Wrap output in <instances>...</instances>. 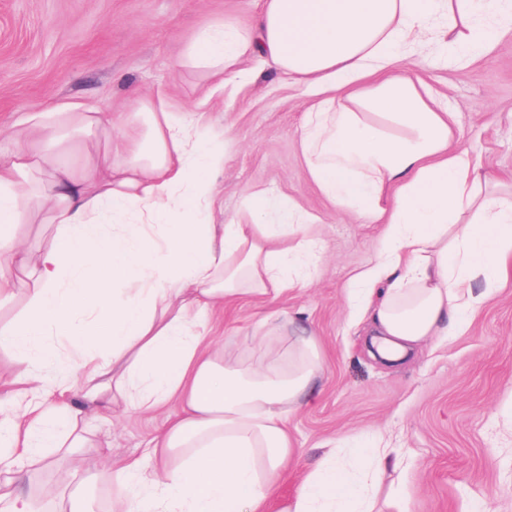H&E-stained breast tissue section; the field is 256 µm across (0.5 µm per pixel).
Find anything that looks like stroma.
<instances>
[{"label": "stroma", "mask_w": 512, "mask_h": 512, "mask_svg": "<svg viewBox=\"0 0 512 512\" xmlns=\"http://www.w3.org/2000/svg\"><path fill=\"white\" fill-rule=\"evenodd\" d=\"M257 0H0V129L27 112L88 101L110 112L132 89L167 90L177 105L203 94L176 72L184 41L218 16L247 18ZM414 70L460 114L456 136L484 164L512 172V29L479 60L463 65L421 54ZM309 94L267 67L240 92L207 105L208 118L232 124L234 141L218 174L225 216L261 185L317 213L312 288L263 303L245 299L212 318L224 352L248 355L255 321L301 314L325 357L316 395L288 429L297 448L269 512H281L304 475L333 448L378 434L395 448L403 473L383 475L376 507L396 512L387 493L404 480L407 512H512V278L455 336H439L413 359L386 366L364 347L366 320L349 308L351 279L373 265L383 227L327 202L310 180L299 145ZM160 416L106 422L86 413L88 430L122 455H140Z\"/></svg>", "instance_id": "35a3bbf8"}]
</instances>
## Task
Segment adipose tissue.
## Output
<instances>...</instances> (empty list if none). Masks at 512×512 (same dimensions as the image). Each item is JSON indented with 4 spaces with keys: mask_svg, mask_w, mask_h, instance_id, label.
<instances>
[{
    "mask_svg": "<svg viewBox=\"0 0 512 512\" xmlns=\"http://www.w3.org/2000/svg\"><path fill=\"white\" fill-rule=\"evenodd\" d=\"M446 27L467 59L512 28V0H260L248 22L198 27L175 61L205 99L247 80L262 59L312 90L300 148L311 181L341 210L384 227L376 263L355 276L353 313L396 361L452 336L512 274V178L455 137L458 117L407 66ZM0 153V327L26 376L0 406V512H39L26 484L53 457L110 462L84 428L85 409L111 418L166 410L138 457L118 462L116 512H264L296 453L288 419L323 370L314 332L252 329L248 363L227 357L211 313L242 298L303 291L320 222L298 202L255 186L244 219L216 221L217 175L231 125L179 110L161 91L119 112L64 102L21 115ZM43 227L37 246L19 229ZM64 337L66 351L49 342ZM83 369L80 384L70 363ZM55 367L56 389L41 377ZM60 392L64 401L52 402ZM390 465L381 441L328 451L283 512H373Z\"/></svg>",
    "mask_w": 512,
    "mask_h": 512,
    "instance_id": "adipose-tissue-1",
    "label": "adipose tissue"
}]
</instances>
